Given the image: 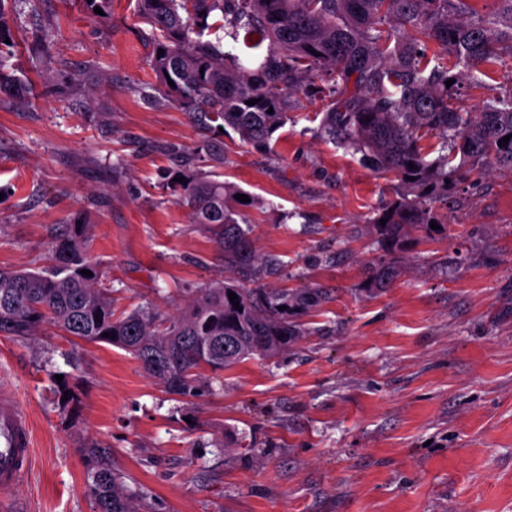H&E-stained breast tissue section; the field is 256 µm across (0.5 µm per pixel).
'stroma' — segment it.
Listing matches in <instances>:
<instances>
[{
    "instance_id": "1",
    "label": "stroma",
    "mask_w": 512,
    "mask_h": 512,
    "mask_svg": "<svg viewBox=\"0 0 512 512\" xmlns=\"http://www.w3.org/2000/svg\"><path fill=\"white\" fill-rule=\"evenodd\" d=\"M11 74L0 94V268L45 264L61 225L89 227V256L116 312L173 314L223 281L224 260L177 201V177L236 184L253 245L279 262L269 287L325 298L304 336L247 359L187 406L124 350L54 328L0 336V389L34 433L29 472L0 512H93L84 450L96 446L156 512H512V172L448 189L437 229L390 253L372 228L397 181L320 132L319 89L269 149L200 124L159 89L136 0L103 15L83 0H10ZM51 52L50 69L41 66ZM512 93V59L462 83L466 110ZM389 257L390 287L369 285ZM81 404L66 418L59 374Z\"/></svg>"
}]
</instances>
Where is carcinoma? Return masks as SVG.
<instances>
[{
	"label": "carcinoma",
	"mask_w": 512,
	"mask_h": 512,
	"mask_svg": "<svg viewBox=\"0 0 512 512\" xmlns=\"http://www.w3.org/2000/svg\"><path fill=\"white\" fill-rule=\"evenodd\" d=\"M497 2L498 14L488 18L470 0H138L137 8L156 31L152 69L172 101L255 148L269 146L289 120L292 97L328 72L334 88L323 105L321 131L342 137L369 166L399 183L396 198L374 218L381 244L391 251L408 229L443 223L439 204L448 186L489 166L512 172V139L499 143L512 134V94L479 112L457 103L462 79L477 82L482 66L505 52L512 57V0ZM10 20L0 0V93L21 97L28 86L5 69L14 47L5 43L13 38ZM219 29L234 42L241 34L269 39L274 49L259 63L243 62L205 38ZM431 44L440 57L428 56ZM182 187L181 202L224 257L229 276L223 282L201 289L175 315L146 306L117 316L110 294L97 287L88 225L64 224L47 265L0 269V335L29 341L50 324L80 341L112 345L186 404L209 392L202 371L222 372L287 351L303 336L292 314L317 306L319 291L288 294L259 282L277 263L254 252L250 228L239 223L233 206L237 187L197 175ZM398 275L395 263L383 261L372 271L371 286L385 288ZM231 292L242 310L230 302ZM58 394L68 397L62 411L74 415L78 393L63 380ZM84 453L94 512H154L98 448Z\"/></svg>",
	"instance_id": "1"
}]
</instances>
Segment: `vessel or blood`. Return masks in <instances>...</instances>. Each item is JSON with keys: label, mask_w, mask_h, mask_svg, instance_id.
Returning <instances> with one entry per match:
<instances>
[{"label": "vessel or blood", "mask_w": 512, "mask_h": 512, "mask_svg": "<svg viewBox=\"0 0 512 512\" xmlns=\"http://www.w3.org/2000/svg\"><path fill=\"white\" fill-rule=\"evenodd\" d=\"M33 431L20 400L0 390V490L12 489L27 474L33 457Z\"/></svg>", "instance_id": "obj_1"}]
</instances>
